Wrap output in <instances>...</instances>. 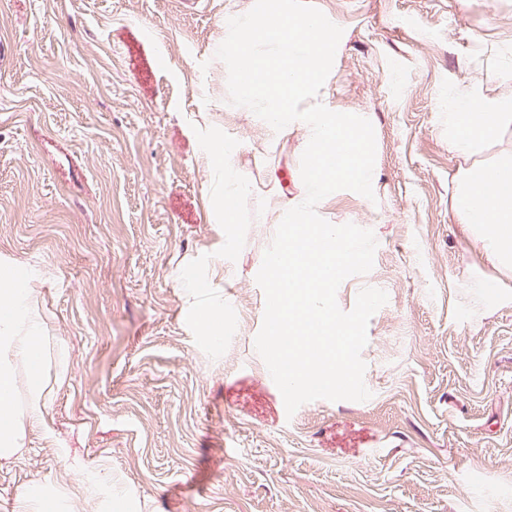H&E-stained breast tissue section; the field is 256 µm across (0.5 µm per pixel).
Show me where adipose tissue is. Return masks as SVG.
<instances>
[{"mask_svg": "<svg viewBox=\"0 0 512 512\" xmlns=\"http://www.w3.org/2000/svg\"><path fill=\"white\" fill-rule=\"evenodd\" d=\"M512 129V99L482 98L472 90L453 92L448 97V145L457 156L471 159L490 143H500ZM209 165L219 193H241L245 183L228 184L232 148L221 130H213L206 147ZM497 176L508 190L491 194L482 182L484 175ZM454 216L471 227L485 251L504 270L512 272V149L491 165L472 163L457 169L452 178ZM42 327L33 313L25 289L10 279H0V460L19 454L21 429L15 420L14 383L17 364L29 363L40 353Z\"/></svg>", "mask_w": 512, "mask_h": 512, "instance_id": "1", "label": "adipose tissue"}]
</instances>
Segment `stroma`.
<instances>
[{"instance_id":"1","label":"stroma","mask_w":512,"mask_h":512,"mask_svg":"<svg viewBox=\"0 0 512 512\" xmlns=\"http://www.w3.org/2000/svg\"><path fill=\"white\" fill-rule=\"evenodd\" d=\"M310 2L343 29L324 98L376 137L374 199L317 208L377 241L337 302L388 301L361 352L371 398L290 415L255 348L256 275L303 137L267 140L215 56L252 0H0V272L28 270L43 334L15 398L40 379L50 408L0 461V512L29 486L40 512H512V274L452 215L446 112L458 89L512 98V0ZM213 128L249 185L232 224ZM209 165L215 174L218 192L222 194V201L228 197L230 191L243 193L246 189V182H238L229 188L225 175H231V156L232 148L224 143V133L219 130H213L206 147ZM236 216L234 210L225 207L224 202V222L228 224L235 223Z\"/></svg>"}]
</instances>
